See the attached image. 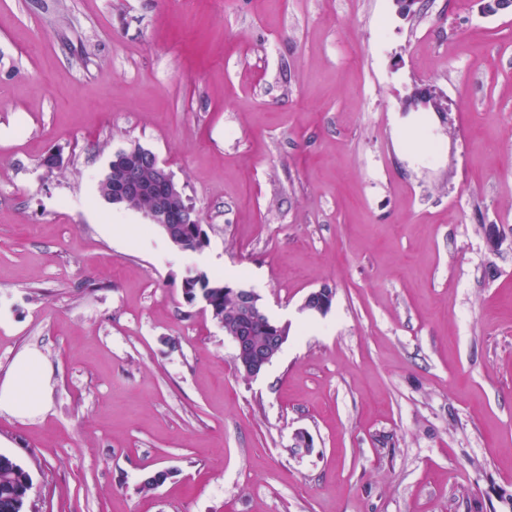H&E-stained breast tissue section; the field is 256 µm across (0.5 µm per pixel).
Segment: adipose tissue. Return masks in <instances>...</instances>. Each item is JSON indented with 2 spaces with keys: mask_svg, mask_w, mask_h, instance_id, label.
Masks as SVG:
<instances>
[{
  "mask_svg": "<svg viewBox=\"0 0 512 512\" xmlns=\"http://www.w3.org/2000/svg\"><path fill=\"white\" fill-rule=\"evenodd\" d=\"M50 370L38 350L19 353L4 380L0 381V412L29 418L48 410Z\"/></svg>",
  "mask_w": 512,
  "mask_h": 512,
  "instance_id": "obj_1",
  "label": "adipose tissue"
}]
</instances>
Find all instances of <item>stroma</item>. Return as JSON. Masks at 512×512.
Listing matches in <instances>:
<instances>
[{
	"label": "stroma",
	"instance_id": "obj_1",
	"mask_svg": "<svg viewBox=\"0 0 512 512\" xmlns=\"http://www.w3.org/2000/svg\"><path fill=\"white\" fill-rule=\"evenodd\" d=\"M416 9L0 0V380L51 371L46 414H0L26 512H512V13ZM416 86L450 110L412 152ZM134 144L203 251L101 198ZM191 271L288 324L264 374ZM333 297V289L328 287L320 288L306 296L302 308L303 310L324 315L331 308ZM272 329L274 330V336L278 344L277 349L273 351L267 349L258 350L257 348L253 350L251 343L244 336H241L239 332L230 335L224 333L226 336H229L234 343L236 350V368L244 377L256 378L260 376L282 352L288 337L284 336L280 327L273 326ZM237 354L239 362L237 360Z\"/></svg>",
	"mask_w": 512,
	"mask_h": 512
}]
</instances>
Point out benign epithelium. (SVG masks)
I'll list each match as a JSON object with an SVG mask.
<instances>
[{
    "label": "benign epithelium",
    "instance_id": "benign-epithelium-1",
    "mask_svg": "<svg viewBox=\"0 0 512 512\" xmlns=\"http://www.w3.org/2000/svg\"><path fill=\"white\" fill-rule=\"evenodd\" d=\"M481 9L488 15L512 12V0H481ZM419 109L438 114L449 111L444 95L430 88H418L404 100L403 111ZM145 166H151L155 170V175L150 180L141 178L140 172ZM99 185L106 188L105 200L114 205L132 198L150 200L151 207L144 212L147 221L160 227L170 242L181 250H189L187 232L182 228L187 223V218L186 209L180 204L181 187L151 150L134 145L113 153ZM233 291L242 307L258 317L267 316L256 292L237 287ZM333 297V289L320 288L306 296L302 309L324 315L331 308ZM273 330L278 344L273 351L252 348L251 343L239 332L230 334L239 357L236 368L244 377L260 376L282 352L288 337L284 336L278 326L273 327Z\"/></svg>",
    "mask_w": 512,
    "mask_h": 512
}]
</instances>
